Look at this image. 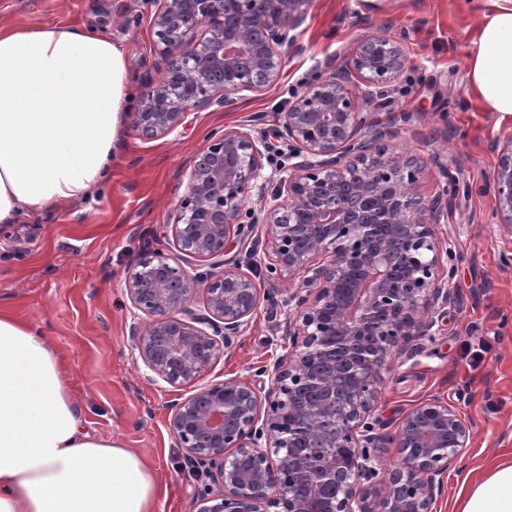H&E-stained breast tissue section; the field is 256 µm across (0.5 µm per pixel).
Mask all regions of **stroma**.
I'll return each instance as SVG.
<instances>
[{"label":"stroma","instance_id":"stroma-1","mask_svg":"<svg viewBox=\"0 0 512 512\" xmlns=\"http://www.w3.org/2000/svg\"><path fill=\"white\" fill-rule=\"evenodd\" d=\"M477 0H310L301 52L279 83L246 94L236 111L211 107L170 135L145 139L126 128L112 181L61 207L21 215L0 227V307L45 321L64 355L88 428L145 454L161 485L154 512H197L207 481L194 475L168 433L177 393L131 347L135 310L124 290L127 267L164 244L188 274L207 269L184 260L173 237L176 207L196 155L212 133L244 120L273 134L279 112L330 59H343L364 36L397 40L406 69L388 104L366 103L372 121L394 126L393 153L426 163L416 191L429 197L455 178L456 194L439 236L455 267L452 300L433 338L409 343L378 386L375 431L395 435L405 411L433 397L472 425L470 446L448 468L434 512H458L462 486L481 480L500 456H512V232L496 217L490 177L512 118L488 111L469 90L466 50ZM152 0H0V25H64L112 38L127 50L134 94L164 76L151 26ZM441 165H432V157ZM264 229L235 240L224 260L267 280ZM283 309L260 301L231 349L218 351L205 381L238 377L267 391L262 365L285 352Z\"/></svg>","mask_w":512,"mask_h":512}]
</instances>
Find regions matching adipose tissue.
Masks as SVG:
<instances>
[{"label": "adipose tissue", "mask_w": 512, "mask_h": 512, "mask_svg": "<svg viewBox=\"0 0 512 512\" xmlns=\"http://www.w3.org/2000/svg\"><path fill=\"white\" fill-rule=\"evenodd\" d=\"M471 92L512 116V0H490ZM133 100L124 46L59 25L0 26V225L88 197L112 176ZM150 462L91 433L43 321L0 310V512H152ZM459 512H512V458Z\"/></svg>", "instance_id": "ef3b65f1"}]
</instances>
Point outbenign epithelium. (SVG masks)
<instances>
[{
    "instance_id": "1",
    "label": "benign epithelium",
    "mask_w": 512,
    "mask_h": 512,
    "mask_svg": "<svg viewBox=\"0 0 512 512\" xmlns=\"http://www.w3.org/2000/svg\"><path fill=\"white\" fill-rule=\"evenodd\" d=\"M152 27L165 76L148 86L133 129L173 133L190 115L238 108L246 92L277 83L301 50L307 0H155ZM204 27L200 41L187 35ZM399 43L359 42L343 64L317 73L279 114L275 137L288 173L273 190L270 146L249 124L224 128L197 155L177 207L174 239L210 261L188 275L164 249L129 267L125 291L150 317L129 326L144 365L171 387L167 429L216 489L198 512H432L448 464L468 447L471 425L439 397L411 408L391 443L400 463L380 475L372 412L384 372L416 336H433L448 307L452 252L433 226L448 216L454 185L430 199L414 192L422 164L388 152L392 126L362 115L384 103L404 73ZM491 187L512 229V135ZM257 207L245 206L251 195ZM265 230L267 267L303 274L292 291L261 285L224 262L228 245ZM206 293L204 312L191 307ZM286 311L288 352L262 367L261 393L239 379L199 384L219 348H231L260 297Z\"/></svg>"
}]
</instances>
